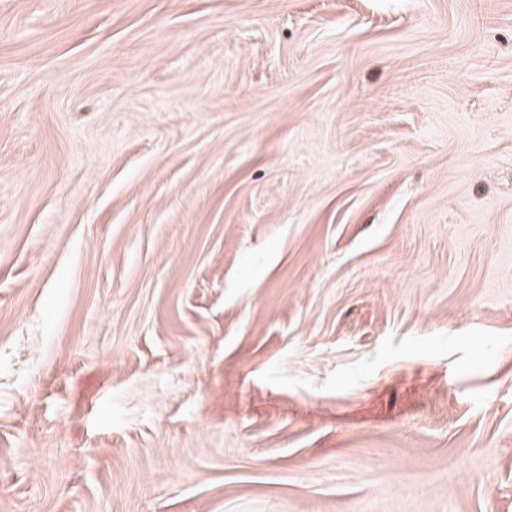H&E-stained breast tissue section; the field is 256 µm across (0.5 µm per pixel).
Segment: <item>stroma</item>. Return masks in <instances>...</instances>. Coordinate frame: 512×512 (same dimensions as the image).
I'll list each match as a JSON object with an SVG mask.
<instances>
[{
	"label": "stroma",
	"mask_w": 512,
	"mask_h": 512,
	"mask_svg": "<svg viewBox=\"0 0 512 512\" xmlns=\"http://www.w3.org/2000/svg\"><path fill=\"white\" fill-rule=\"evenodd\" d=\"M0 512H512V0H0Z\"/></svg>",
	"instance_id": "35a3bbf8"
}]
</instances>
